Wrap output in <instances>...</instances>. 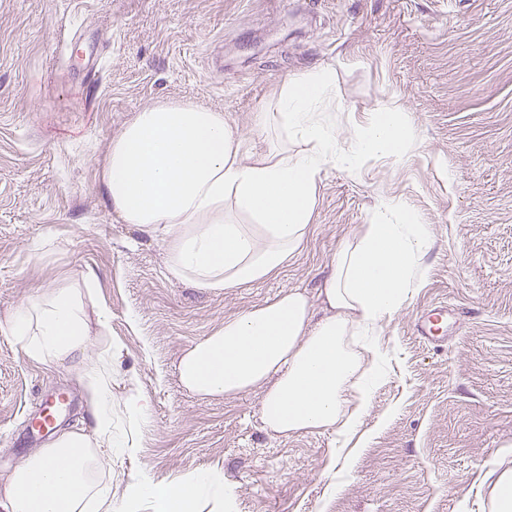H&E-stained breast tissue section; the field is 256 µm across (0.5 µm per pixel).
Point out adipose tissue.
Returning <instances> with one entry per match:
<instances>
[{
    "label": "adipose tissue",
    "instance_id": "obj_1",
    "mask_svg": "<svg viewBox=\"0 0 512 512\" xmlns=\"http://www.w3.org/2000/svg\"><path fill=\"white\" fill-rule=\"evenodd\" d=\"M331 67L289 78L261 126L282 128L299 149L244 144L222 112L191 101L160 100L140 110L113 140L102 181L124 223L157 233L170 278L220 292L279 273L301 248L328 165L356 169L368 156L405 162L414 134L404 112L381 100L372 123L337 146L322 120L334 98ZM431 231L404 200L380 198L366 234L340 243L317 296L294 288L225 320L187 348L179 362L183 386L203 397L261 391V422L288 437L335 433L336 459L350 464L347 444L360 431L389 353L376 336L423 276ZM321 302L325 314L316 316ZM7 332L25 355L49 364L84 362L94 391L92 433L61 432L14 467L0 483V512H115L98 471V451L125 453L145 421L138 397L127 402L131 434L112 416V364L87 362L89 326L80 292L54 288L34 296L10 318ZM133 494L154 512H196L214 501L231 512L224 474L206 469L159 485L140 476Z\"/></svg>",
    "mask_w": 512,
    "mask_h": 512
}]
</instances>
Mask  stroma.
<instances>
[{
  "label": "stroma",
  "mask_w": 512,
  "mask_h": 512,
  "mask_svg": "<svg viewBox=\"0 0 512 512\" xmlns=\"http://www.w3.org/2000/svg\"><path fill=\"white\" fill-rule=\"evenodd\" d=\"M335 68L337 144L395 100L417 143L402 164L327 167L301 250L276 276L213 293L168 279L159 235L114 214L102 182L113 139L160 99L224 114L245 144L278 145L259 114L288 77ZM427 220L425 274L382 323L387 375L369 436L337 465L332 433L276 437L261 396L200 397L179 381L187 347L291 288L316 295L341 241L380 196ZM93 281L90 355L112 358V414L137 394L130 451L102 449L121 505L140 473L167 483L219 469L237 512H492L512 469V0H0V479L47 439L30 419L59 391L58 431L92 424L74 361H29L5 325L49 288ZM448 305V339L420 341L422 309Z\"/></svg>",
  "instance_id": "1"
}]
</instances>
